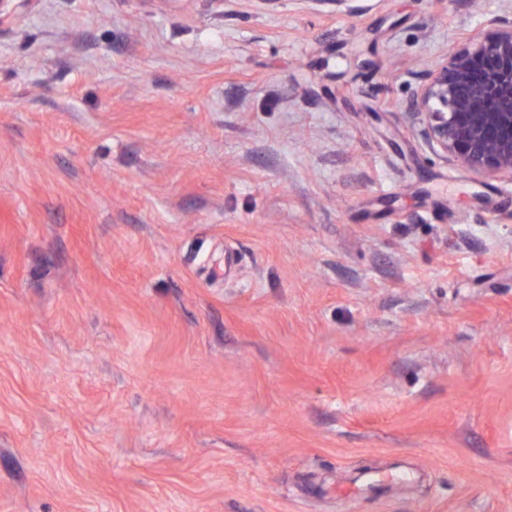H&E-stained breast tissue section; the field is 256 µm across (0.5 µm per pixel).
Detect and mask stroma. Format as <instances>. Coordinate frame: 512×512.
Returning <instances> with one entry per match:
<instances>
[{
	"instance_id": "stroma-1",
	"label": "stroma",
	"mask_w": 512,
	"mask_h": 512,
	"mask_svg": "<svg viewBox=\"0 0 512 512\" xmlns=\"http://www.w3.org/2000/svg\"><path fill=\"white\" fill-rule=\"evenodd\" d=\"M501 4L0 24V512H512V180L406 111Z\"/></svg>"
}]
</instances>
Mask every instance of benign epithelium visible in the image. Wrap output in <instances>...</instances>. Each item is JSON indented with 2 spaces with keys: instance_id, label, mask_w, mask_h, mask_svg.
<instances>
[{
  "instance_id": "obj_1",
  "label": "benign epithelium",
  "mask_w": 512,
  "mask_h": 512,
  "mask_svg": "<svg viewBox=\"0 0 512 512\" xmlns=\"http://www.w3.org/2000/svg\"><path fill=\"white\" fill-rule=\"evenodd\" d=\"M408 110L465 169L512 179V10L485 12L428 71Z\"/></svg>"
}]
</instances>
